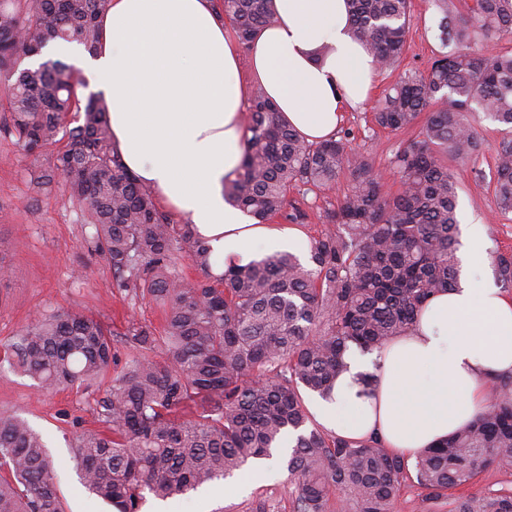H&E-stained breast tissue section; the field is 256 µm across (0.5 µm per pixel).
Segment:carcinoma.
Returning <instances> with one entry per match:
<instances>
[{
  "instance_id": "cac0c4a2",
  "label": "carcinoma",
  "mask_w": 512,
  "mask_h": 512,
  "mask_svg": "<svg viewBox=\"0 0 512 512\" xmlns=\"http://www.w3.org/2000/svg\"><path fill=\"white\" fill-rule=\"evenodd\" d=\"M109 0H14L0 7V76L9 87L0 128L27 153L50 151L51 172L93 232L118 290L149 299L161 330L134 319L118 360L113 333L97 318L64 310L37 316L11 344L15 363L44 393L111 377L96 400L102 428L80 433L74 460L83 485L115 512H142L146 496L168 500L243 471L297 432L288 472L293 512H328L332 496L349 512H392L408 469L377 436L342 438L311 426L301 391L327 397L347 371L346 351H379L415 322L425 303L458 281L457 182L444 158L468 159L483 140L481 112L510 136L498 144L493 190L498 215L512 216V51L486 49L512 38V0H433L444 51L423 72L408 71L373 106L383 129L419 132L397 150L393 193L345 129L309 142L262 88L254 90L241 164L224 180V199L256 223L287 212L288 196L354 185L310 239L309 260L276 251L213 274V253L195 225L159 210L112 146L102 94L75 80L73 66L25 61L51 41L90 50ZM355 38L393 68L405 50L411 0H348ZM223 13L248 48L270 24L267 0H223ZM478 40L470 53L456 45ZM83 115L75 126L67 114ZM188 258L198 278L176 270ZM501 288H512V254L495 253ZM492 397L468 427L416 457L428 498L448 512H512V489L454 495L493 464L512 467V375L490 380ZM0 512H63L42 436L21 417L0 416Z\"/></svg>"
}]
</instances>
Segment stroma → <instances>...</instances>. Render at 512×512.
I'll return each mask as SVG.
<instances>
[{"label": "stroma", "mask_w": 512, "mask_h": 512, "mask_svg": "<svg viewBox=\"0 0 512 512\" xmlns=\"http://www.w3.org/2000/svg\"><path fill=\"white\" fill-rule=\"evenodd\" d=\"M412 12L400 63L379 73L371 96L345 112L342 122L343 128L353 132L354 148L370 155L375 173L394 190L399 183L389 161L408 135L375 126L372 108L401 74L430 68L439 51L432 0H413ZM475 125L485 139L483 152L464 161L451 157L447 163L458 184L460 222H479L486 227L482 263L484 273L489 274L494 252L512 253V220L498 216L489 181L504 131L481 115ZM47 169L46 158L27 154L14 138L0 132V266L6 270L0 277V415H21L45 438L55 462L64 512H111L110 505L81 484L72 450L82 431L99 427L95 402L104 384L42 393L35 381L13 364L8 346L36 316L61 309L83 311L116 332L123 331L131 318L160 327L163 316L154 303L133 301L119 292L106 256L82 246L88 227L79 206L69 198L64 176L56 177L51 190L36 186ZM351 187L350 175L344 172L333 188L305 195L291 193V200L307 213L305 222L292 226L276 219L272 225L282 231L295 230L301 243L299 252L307 254L310 238L325 227L327 211L336 207ZM290 492L286 465L273 462L257 477L244 473L232 482L220 480L161 505L148 500L143 512H251L263 499L279 512H287Z\"/></svg>", "instance_id": "obj_1"}]
</instances>
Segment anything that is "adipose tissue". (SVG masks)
<instances>
[{"instance_id":"1","label":"adipose tissue","mask_w":512,"mask_h":512,"mask_svg":"<svg viewBox=\"0 0 512 512\" xmlns=\"http://www.w3.org/2000/svg\"><path fill=\"white\" fill-rule=\"evenodd\" d=\"M268 6L274 19L246 51L212 0H110L93 51L53 49L89 67L124 166L164 208L197 225L222 269L254 258L259 244H298L247 223L224 200V179L243 155L253 89L263 87L291 126L319 142L367 99L377 77L372 55L351 35L346 0ZM346 360L334 400H311L310 414L338 436H377L391 452L415 458L474 420L492 377L512 375V295L463 277L382 350L353 347ZM370 372L377 383L365 397L359 377Z\"/></svg>"}]
</instances>
